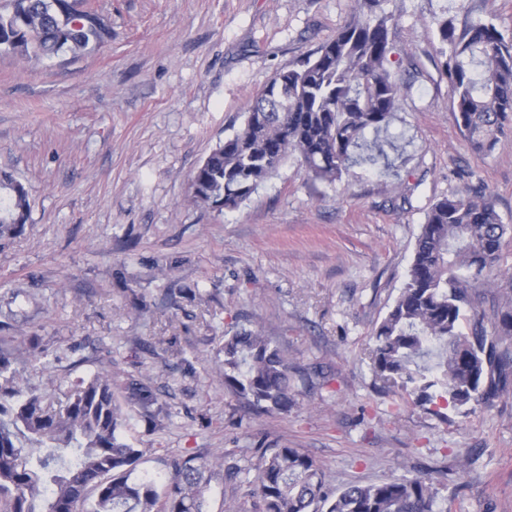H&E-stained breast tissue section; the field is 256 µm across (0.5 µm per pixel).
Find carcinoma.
<instances>
[{
  "label": "carcinoma",
  "instance_id": "obj_1",
  "mask_svg": "<svg viewBox=\"0 0 512 512\" xmlns=\"http://www.w3.org/2000/svg\"><path fill=\"white\" fill-rule=\"evenodd\" d=\"M384 0H355L350 18L306 58L278 71L281 108L247 107L243 125L195 169L194 201L238 209L294 158L312 179L332 184L365 163L387 159L403 135L390 131L407 86L385 66L393 17ZM92 0H9L0 9V51L27 58L78 53L98 43ZM438 54L454 91L453 112L470 147L490 152L512 129V39L480 18L456 28L434 16ZM29 190L0 173V246L23 230ZM509 231L491 195L452 194L434 202L417 238L406 283L375 332L371 361L388 385L469 411L512 387V275L485 308L501 276ZM467 321L469 331L461 328ZM224 380L246 403L286 413L295 403L290 365L261 331L224 337ZM112 378L98 373L63 397L15 386L0 357V512H207L208 461L174 458L163 489L135 474L141 451L120 439ZM261 512H446L429 473L326 489L321 467L296 448L255 464Z\"/></svg>",
  "mask_w": 512,
  "mask_h": 512
}]
</instances>
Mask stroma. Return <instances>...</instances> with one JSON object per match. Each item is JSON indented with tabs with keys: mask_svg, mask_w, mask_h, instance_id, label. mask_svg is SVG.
I'll list each match as a JSON object with an SVG mask.
<instances>
[{
	"mask_svg": "<svg viewBox=\"0 0 512 512\" xmlns=\"http://www.w3.org/2000/svg\"><path fill=\"white\" fill-rule=\"evenodd\" d=\"M109 36L80 54L0 53V169L31 189L0 248V348L20 387L55 394L109 372L141 474L220 459L208 512H258L248 466L296 448L329 490L436 468L448 512H512V389L463 414L377 377L374 332L400 294L430 205L483 186L512 225V131L474 152L457 125L432 16L494 22L512 0H384L387 69L408 83L384 175L334 184L289 161L234 211L194 202V169L271 77L332 38L354 0H94ZM259 329L296 403L258 412L224 381L225 335ZM136 379L154 395L126 398Z\"/></svg>",
	"mask_w": 512,
	"mask_h": 512,
	"instance_id": "35a3bbf8",
	"label": "stroma"
}]
</instances>
